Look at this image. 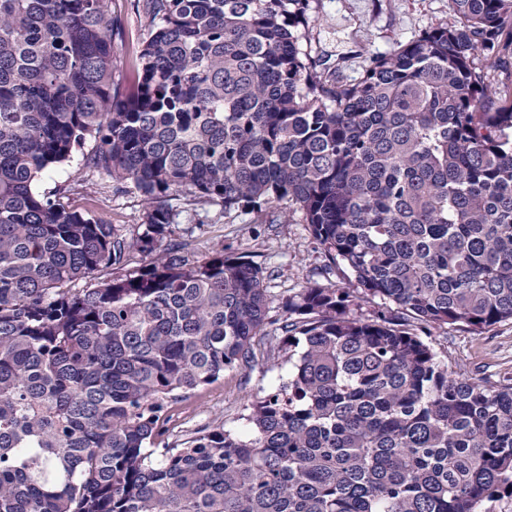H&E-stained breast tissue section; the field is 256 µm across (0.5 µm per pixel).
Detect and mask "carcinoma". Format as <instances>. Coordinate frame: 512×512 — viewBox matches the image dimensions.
Masks as SVG:
<instances>
[{
  "instance_id": "cac0c4a2",
  "label": "carcinoma",
  "mask_w": 512,
  "mask_h": 512,
  "mask_svg": "<svg viewBox=\"0 0 512 512\" xmlns=\"http://www.w3.org/2000/svg\"><path fill=\"white\" fill-rule=\"evenodd\" d=\"M452 17L362 78L300 41L310 0H144L123 81L112 0H0V512H483L512 497V382L425 338L512 319V0ZM90 150H84L87 142ZM83 166L145 203L128 237ZM303 213L358 284L288 297L266 346L262 267L171 235L177 204ZM375 298L371 319L350 307ZM288 382L247 428L180 444L166 405L258 358ZM80 181L86 187L100 189L111 186L112 182L105 175L89 171L81 166V154H76L73 160L65 165L47 172L38 183L41 191H54L60 187L73 186Z\"/></svg>"
}]
</instances>
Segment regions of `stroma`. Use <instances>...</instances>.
<instances>
[{
	"label": "stroma",
	"instance_id": "1",
	"mask_svg": "<svg viewBox=\"0 0 512 512\" xmlns=\"http://www.w3.org/2000/svg\"><path fill=\"white\" fill-rule=\"evenodd\" d=\"M312 7L319 21L303 38L302 48L345 83L362 77L370 57L392 53L449 20L448 0H314ZM78 182L104 189L100 215L123 225L127 234L140 231L145 207L141 196L133 190L118 196L109 193V179L83 168L80 158L47 172L38 187L48 192ZM276 216L273 209L257 213L219 205L182 208L174 218L173 237L192 241L202 255L222 249L261 265L269 275L268 316L273 320L283 317L288 296L306 282L351 287L347 273L326 270L323 251L302 213H295L287 224L276 223ZM432 341L440 359L465 378L490 386L512 378L511 319L479 332L446 327L436 330ZM287 379V364L277 359L259 361L181 394L169 404L171 423L165 442L181 443L198 429L219 422L243 430L253 396L264 395Z\"/></svg>",
	"mask_w": 512,
	"mask_h": 512
}]
</instances>
